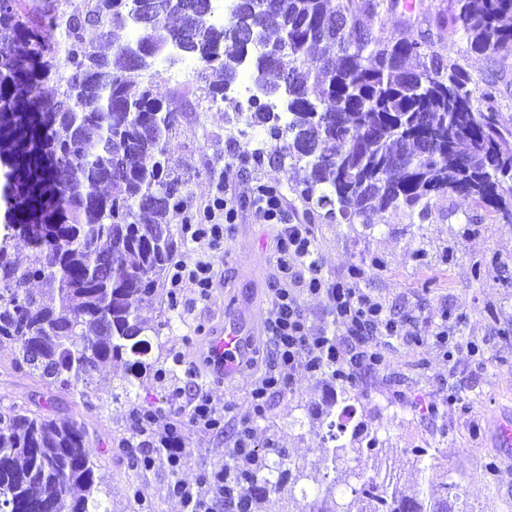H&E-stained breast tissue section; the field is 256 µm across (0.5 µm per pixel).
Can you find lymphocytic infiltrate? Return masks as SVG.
I'll return each instance as SVG.
<instances>
[{
	"instance_id": "f902f5d3",
	"label": "lymphocytic infiltrate",
	"mask_w": 512,
	"mask_h": 512,
	"mask_svg": "<svg viewBox=\"0 0 512 512\" xmlns=\"http://www.w3.org/2000/svg\"><path fill=\"white\" fill-rule=\"evenodd\" d=\"M251 202L257 221L277 227L273 261L279 285L269 291V314L264 326L272 359L251 385L238 419L230 450L236 458L253 447L256 424L265 416L270 399L290 388L296 373L337 383L356 379L360 370L385 364L373 337L390 338L403 331L385 303L361 286L367 267H379V259L351 266L336 279H329L322 273L313 225L291 223L282 199L265 185L256 186ZM237 219L233 196L226 193L214 198L206 223L184 225L183 231L191 240L207 241L211 250L220 251ZM304 294L325 299L328 314L340 329L339 335H329L311 323L299 301ZM131 425L138 435L154 437L166 448L169 467L181 465L185 445L161 424L155 411L135 409Z\"/></svg>"
}]
</instances>
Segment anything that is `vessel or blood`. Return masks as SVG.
Returning <instances> with one entry per match:
<instances>
[{
	"instance_id": "vessel-or-blood-1",
	"label": "vessel or blood",
	"mask_w": 512,
	"mask_h": 512,
	"mask_svg": "<svg viewBox=\"0 0 512 512\" xmlns=\"http://www.w3.org/2000/svg\"><path fill=\"white\" fill-rule=\"evenodd\" d=\"M256 345V327L244 329L238 318L225 317L223 324L211 329L202 344L207 376L215 382H232L241 378L243 363Z\"/></svg>"
}]
</instances>
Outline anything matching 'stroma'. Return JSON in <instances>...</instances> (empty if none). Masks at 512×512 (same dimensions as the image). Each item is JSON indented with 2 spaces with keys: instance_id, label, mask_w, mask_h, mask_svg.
<instances>
[{
  "instance_id": "obj_1",
  "label": "stroma",
  "mask_w": 512,
  "mask_h": 512,
  "mask_svg": "<svg viewBox=\"0 0 512 512\" xmlns=\"http://www.w3.org/2000/svg\"><path fill=\"white\" fill-rule=\"evenodd\" d=\"M214 74L192 75L171 82L164 72L151 83L161 101H176L181 115L168 151L188 195L185 222L204 216L220 185L230 187L239 220L224 251L178 237L176 261L211 263L217 283L207 301L182 311L169 310L171 285L158 289L141 311L156 324L161 311L171 323L155 339L164 375L144 373L133 381L130 402L115 401L122 368L104 365L87 390L60 391L17 367L11 348L0 349V410L15 408L44 415H69L85 425L101 477L99 497L105 512H186L175 493L181 483L204 490L224 459L223 434L183 423L172 401L176 389L185 397L201 392L217 407H244L252 380L264 372L268 353H261L243 380L216 384L206 376L199 341L222 323L225 313L244 309L254 296H266L277 282L272 261L276 229L261 224L251 212L255 180L276 187L294 223L313 225L326 275L341 274L370 257L382 259L363 282L366 292L385 302L405 333L385 344V364L357 385V408L371 428L387 435L383 453L402 491L436 495L443 483H457L473 512H512V459L493 446L494 423L512 416V224L488 221L482 209L459 197L433 198L424 226L411 224L400 211L374 216L373 228L329 224L314 219L291 191L296 180L287 164L244 163L236 155L253 131L229 139L227 128L237 110L234 99L201 111L203 90ZM449 314L448 333L461 345L453 360L415 345L416 336L431 334ZM477 342L483 355L471 356L466 345ZM455 393L456 405H438L440 396ZM334 390L324 380L298 377L291 391L276 397L255 431L257 448H283L303 463L311 477L325 472L327 424L336 413ZM157 411L161 422L175 424L187 454L178 470L166 463L134 471L126 450L138 444L131 427L133 408ZM436 450L437 459L418 468L413 448ZM141 497L133 499L130 481Z\"/></svg>"
}]
</instances>
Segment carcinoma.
Here are the masks:
<instances>
[{"label":"carcinoma","instance_id":"obj_1","mask_svg":"<svg viewBox=\"0 0 512 512\" xmlns=\"http://www.w3.org/2000/svg\"><path fill=\"white\" fill-rule=\"evenodd\" d=\"M237 0L221 20L198 0H149L158 28L127 21L128 0H92L87 9L54 12L43 23L23 19L17 0H0V346L17 366L63 391L89 387L105 363L124 380L146 361L169 319L148 326L143 302L164 281L176 249L174 220L187 194L167 144L179 112L138 81L153 68L161 42L188 48L201 67L221 72L209 96L248 73L252 87L292 74L288 93L269 87V100L250 98L251 126L266 127L270 150L248 151L298 168L293 193L330 224H370L375 214L402 211L424 223L438 195L467 199L491 222L512 224V122L498 109L499 77L475 75L471 54H512V0H448V8L407 34L417 19L396 0ZM378 16L394 34L362 26ZM89 27L112 52L85 38ZM459 43L446 58L436 46ZM54 75L59 90L43 94ZM281 111L274 112L269 101ZM436 132L421 158L422 134ZM28 250L17 264L16 241ZM332 470L350 454L380 444L359 420L347 442L330 422ZM235 473L244 499L224 495V468L210 483L213 512L249 507L286 477L308 479L306 467L279 450ZM94 448L83 424L65 416L0 413V502L12 512H102ZM354 498L336 501L328 477L309 490L300 512H454L448 494L426 500L388 490L395 480H363Z\"/></svg>","mask_w":512,"mask_h":512}]
</instances>
